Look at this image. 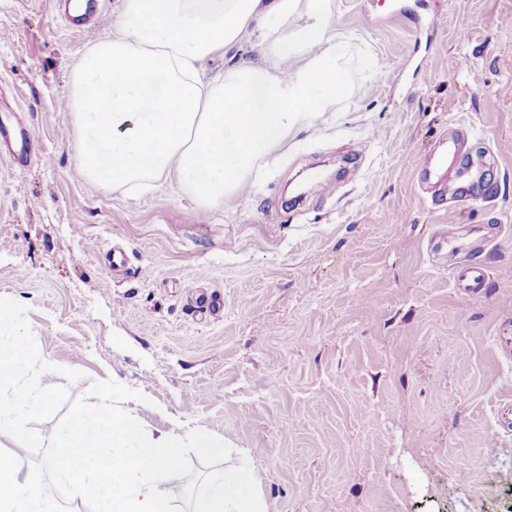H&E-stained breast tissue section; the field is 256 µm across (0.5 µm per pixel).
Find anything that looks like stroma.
<instances>
[{
	"instance_id": "obj_1",
	"label": "stroma",
	"mask_w": 512,
	"mask_h": 512,
	"mask_svg": "<svg viewBox=\"0 0 512 512\" xmlns=\"http://www.w3.org/2000/svg\"><path fill=\"white\" fill-rule=\"evenodd\" d=\"M59 2L0 0V121L40 134L21 167L0 143V300L52 362L0 453L44 464L107 390L143 433L230 448L186 452L179 512L242 459L266 512H512V0H333L351 94L200 215L174 175L88 185L62 103L122 0L84 35ZM260 56L247 31L200 73ZM452 142L434 186L420 163Z\"/></svg>"
}]
</instances>
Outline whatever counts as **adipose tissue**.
I'll use <instances>...</instances> for the list:
<instances>
[{
	"label": "adipose tissue",
	"instance_id": "adipose-tissue-1",
	"mask_svg": "<svg viewBox=\"0 0 512 512\" xmlns=\"http://www.w3.org/2000/svg\"><path fill=\"white\" fill-rule=\"evenodd\" d=\"M332 0H123L119 38H101L73 72L67 105L75 152L95 187H146L177 172L199 209L231 200L294 130L323 123L353 80L337 61ZM306 25H298V18ZM258 32L265 61L241 62L202 81L196 64ZM293 58L303 64L284 70ZM50 361L25 342L0 301V430L47 410ZM30 389L15 390L20 372ZM41 467L24 449L0 455V512H60L45 483L77 488L90 512H175L171 488L187 449L223 458V442L174 432L144 436L111 399L72 414ZM200 512H266L248 464L207 478Z\"/></svg>",
	"mask_w": 512,
	"mask_h": 512
}]
</instances>
